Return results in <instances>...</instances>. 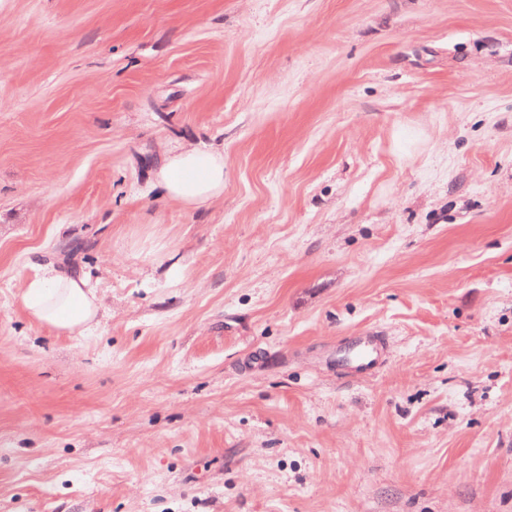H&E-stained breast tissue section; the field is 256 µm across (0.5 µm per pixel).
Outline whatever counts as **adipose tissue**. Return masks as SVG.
Here are the masks:
<instances>
[{"mask_svg": "<svg viewBox=\"0 0 512 512\" xmlns=\"http://www.w3.org/2000/svg\"><path fill=\"white\" fill-rule=\"evenodd\" d=\"M156 181L169 202L197 208L224 192V154L180 146L166 152ZM22 302L37 324L66 336H86L99 324L102 301L89 279L46 264L26 280Z\"/></svg>", "mask_w": 512, "mask_h": 512, "instance_id": "ef3b65f1", "label": "adipose tissue"}]
</instances>
